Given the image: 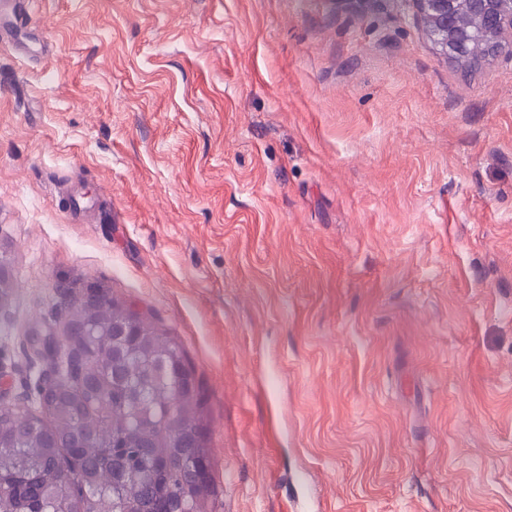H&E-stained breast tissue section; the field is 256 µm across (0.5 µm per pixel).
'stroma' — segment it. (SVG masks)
<instances>
[{
	"label": "stroma",
	"instance_id": "stroma-1",
	"mask_svg": "<svg viewBox=\"0 0 512 512\" xmlns=\"http://www.w3.org/2000/svg\"><path fill=\"white\" fill-rule=\"evenodd\" d=\"M0 409L125 303L183 348L213 512H512V40L413 0H40L0 32ZM420 6L421 20L435 49L446 57L456 59L461 51L464 35L448 32V17L459 0H414ZM482 0H461L462 7L459 14V22L469 25L472 37L465 52L457 59L462 63H472L485 60L496 53L503 44L512 37V0H488L494 4V19L501 25L495 30L484 29L474 24L476 12L479 10V2Z\"/></svg>",
	"mask_w": 512,
	"mask_h": 512
}]
</instances>
